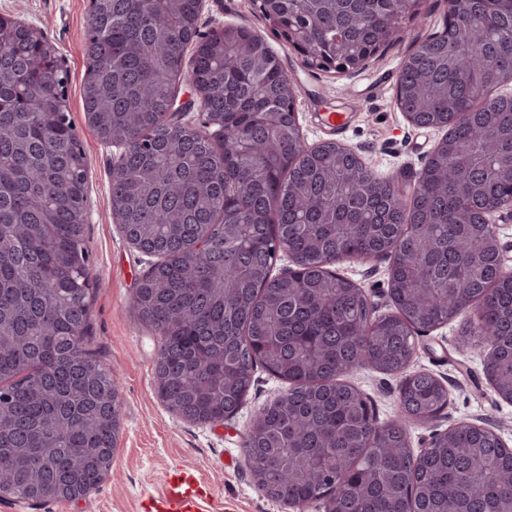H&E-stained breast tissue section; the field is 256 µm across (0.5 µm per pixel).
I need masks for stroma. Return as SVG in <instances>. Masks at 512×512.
Masks as SVG:
<instances>
[{"mask_svg": "<svg viewBox=\"0 0 512 512\" xmlns=\"http://www.w3.org/2000/svg\"><path fill=\"white\" fill-rule=\"evenodd\" d=\"M89 9L90 0H0V16L41 28L58 47L69 71L68 105L88 161L91 218L86 226V247L90 274L97 282L82 344L118 374L120 431L112 469L89 496L47 504L0 500V512H140L142 495L160 490L164 472L177 464L197 469L212 484L214 499L209 512H290L288 506L257 487L243 447L257 412L287 390L284 380L256 368L243 404L220 425L182 420L170 413L154 392L158 339L153 329L131 312L137 282L151 259L128 243L112 215L111 175L121 150L94 136L81 103ZM446 12L445 0H427L421 20L401 23L393 41L361 70L344 73L306 69L299 56L272 32L256 0H205L197 26L203 34L231 25L262 35L296 87L298 120L306 141L338 140L378 175L409 184L445 132L410 124L397 107L394 82L402 60L424 39L441 31ZM332 111L349 114L345 132L336 133L327 122L326 115ZM390 265L387 258L368 263L347 260L335 270L354 281L376 314L382 315L394 310ZM468 321L469 314L464 311L447 325L417 337L410 368L441 377L449 401L434 423L411 426V448H421L432 434L463 419L483 421L512 445V402L500 398L484 377L481 347L462 346L461 331ZM347 380L370 401L379 423L397 415L401 376L359 367Z\"/></svg>", "mask_w": 512, "mask_h": 512, "instance_id": "stroma-1", "label": "stroma"}]
</instances>
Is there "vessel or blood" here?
I'll return each mask as SVG.
<instances>
[{
	"label": "vessel or blood",
	"mask_w": 512,
	"mask_h": 512,
	"mask_svg": "<svg viewBox=\"0 0 512 512\" xmlns=\"http://www.w3.org/2000/svg\"><path fill=\"white\" fill-rule=\"evenodd\" d=\"M213 498L210 484L201 481L195 470H168L161 492L146 494L143 512H206Z\"/></svg>",
	"instance_id": "b4317fda"
}]
</instances>
